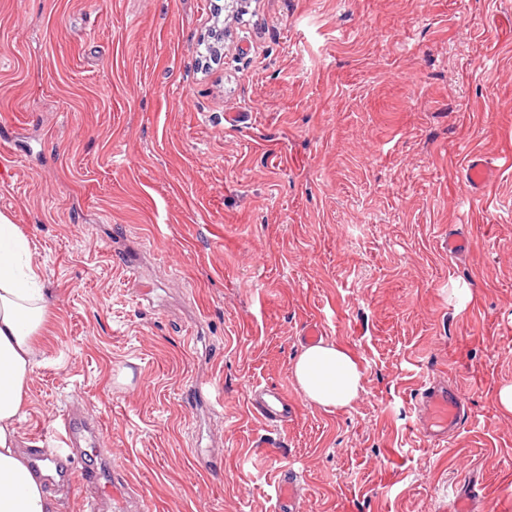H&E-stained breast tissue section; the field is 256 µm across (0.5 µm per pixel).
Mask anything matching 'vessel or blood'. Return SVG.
Here are the masks:
<instances>
[{"instance_id": "1", "label": "vessel or blood", "mask_w": 512, "mask_h": 512, "mask_svg": "<svg viewBox=\"0 0 512 512\" xmlns=\"http://www.w3.org/2000/svg\"><path fill=\"white\" fill-rule=\"evenodd\" d=\"M495 176L494 166L482 155L473 153L466 160L464 181L468 194L479 197ZM425 410L424 429L429 441L446 440L449 433L458 431L469 420L467 402L459 387L422 383L418 389ZM254 413L265 421L287 420L291 402L280 388H269L252 401ZM297 476L295 471L282 467L277 473V512H298L295 504Z\"/></svg>"}]
</instances>
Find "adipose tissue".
<instances>
[{"instance_id":"obj_1","label":"adipose tissue","mask_w":512,"mask_h":512,"mask_svg":"<svg viewBox=\"0 0 512 512\" xmlns=\"http://www.w3.org/2000/svg\"><path fill=\"white\" fill-rule=\"evenodd\" d=\"M28 252L27 238L0 214V512H59L56 498L45 489V471L32 469L18 446L17 425L37 363L35 338L47 309ZM291 371L303 394L327 409L348 406L363 388L359 359L333 342L305 347Z\"/></svg>"}]
</instances>
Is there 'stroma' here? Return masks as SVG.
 Listing matches in <instances>:
<instances>
[{
  "instance_id": "1",
  "label": "stroma",
  "mask_w": 512,
  "mask_h": 512,
  "mask_svg": "<svg viewBox=\"0 0 512 512\" xmlns=\"http://www.w3.org/2000/svg\"><path fill=\"white\" fill-rule=\"evenodd\" d=\"M0 0V213L48 301L19 445L60 512H512V0ZM497 176L466 199V151ZM469 240L449 258L450 234ZM472 299L456 309L453 284ZM312 321L359 356L349 406L290 372ZM472 419L418 428L424 378ZM283 387L288 423L254 415ZM297 476L290 468L280 467L277 473V501L278 512H298L295 504Z\"/></svg>"
}]
</instances>
